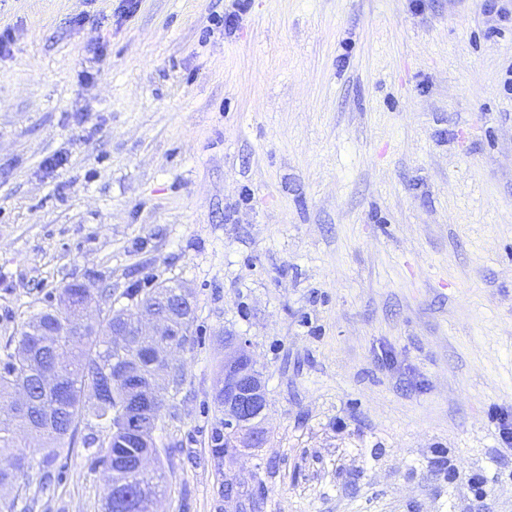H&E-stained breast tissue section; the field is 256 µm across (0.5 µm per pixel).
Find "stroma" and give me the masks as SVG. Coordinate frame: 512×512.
<instances>
[{"label":"stroma","mask_w":512,"mask_h":512,"mask_svg":"<svg viewBox=\"0 0 512 512\" xmlns=\"http://www.w3.org/2000/svg\"><path fill=\"white\" fill-rule=\"evenodd\" d=\"M119 5L0 0V359L67 284L95 318L178 282L158 512H512V0ZM229 337L267 407L219 463ZM105 437L27 473L35 512H101ZM495 434L499 443L497 450L506 454L512 451V416L506 412L495 415Z\"/></svg>","instance_id":"stroma-1"}]
</instances>
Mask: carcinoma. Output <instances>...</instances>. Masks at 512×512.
Masks as SVG:
<instances>
[{"label": "carcinoma", "instance_id": "cac0c4a2", "mask_svg": "<svg viewBox=\"0 0 512 512\" xmlns=\"http://www.w3.org/2000/svg\"><path fill=\"white\" fill-rule=\"evenodd\" d=\"M164 292L183 295L184 319L177 323L176 332L187 341L191 337L194 305L190 292L179 284L160 283L154 288L134 286L125 290L127 305L116 309L109 307L103 317L96 319L83 336L65 340L59 357L37 359L29 349L30 338L37 330L62 332L80 312L87 309L93 297L88 288H74L68 284L61 295H69L72 302L61 308L52 306L30 314L22 324L15 351L7 355L0 365V456L15 462L14 467L0 468V496L5 497L19 489V475L56 459L71 444L79 425L93 419L108 430L107 440L96 453L95 466L102 469L105 492L102 512H129L128 505L118 495V487L136 491L141 497L138 512H154V504L167 492V476L160 464L155 438L156 427H151L139 439L123 428L118 412L124 407L125 397L120 385L108 380L116 356V337L112 336V318H132L143 305ZM58 367L64 377L62 394L65 403L53 410L47 419L42 408L51 406L53 395L40 390L38 373L51 366ZM143 381L153 382L158 395L166 401L170 389H179L185 379L183 368L176 370V381L168 386L153 379V368L144 360L139 366ZM26 387L30 396L40 400L42 407H19L14 395L18 388ZM32 432L40 442L24 451L21 449L22 432ZM237 433L215 429L211 448L213 456L224 458V449L233 447Z\"/></svg>", "mask_w": 512, "mask_h": 512}]
</instances>
